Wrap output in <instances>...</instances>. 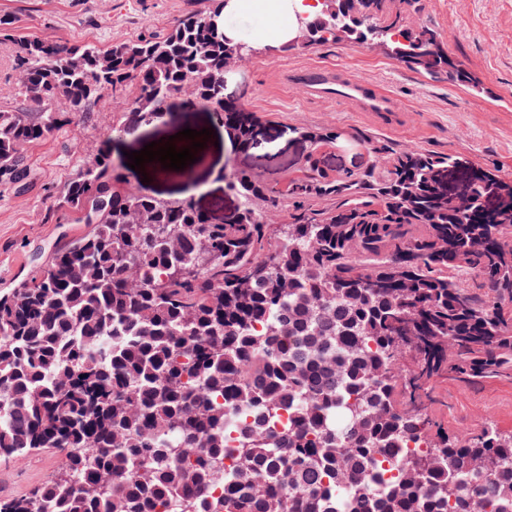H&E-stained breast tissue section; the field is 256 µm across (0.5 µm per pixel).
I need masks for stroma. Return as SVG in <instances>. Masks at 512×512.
<instances>
[{"instance_id":"1","label":"stroma","mask_w":512,"mask_h":512,"mask_svg":"<svg viewBox=\"0 0 512 512\" xmlns=\"http://www.w3.org/2000/svg\"><path fill=\"white\" fill-rule=\"evenodd\" d=\"M197 0H0V13L15 18L17 32L68 42L114 44L162 34L194 9ZM383 22L404 29L436 33L450 56L480 82L469 90L448 80H432L371 45L351 39L307 47H282L253 54L225 76L226 98L258 116L260 134L240 148L210 113L191 105H171L164 124L143 127L141 137L154 141L189 127L215 133L196 154V186L179 171L157 172L146 163L145 188L158 196H195L214 223L234 217L238 198L224 181L233 170L257 172L281 188L275 201L263 204L265 223H289L296 210L326 212L336 201L318 197L306 202L284 195L289 178L306 174V161L320 172L362 173L369 166L387 168L388 160L369 152L370 142L396 149L415 148L458 156L499 170L512 179V0H388ZM320 61L343 64L356 76L379 83L409 107L399 123L382 125L344 106L307 100L282 80L288 68ZM125 101L104 97L79 124L62 127L50 139L26 150L30 177L21 188L0 187V290L13 287L35 267L44 265L57 246L83 232L71 214L46 213L66 182L95 153L99 129ZM328 133L325 141L316 140ZM427 413L440 430L479 432L494 426L512 435V371L494 378L439 379ZM56 449L30 451L0 460V498L29 494L61 466Z\"/></svg>"}]
</instances>
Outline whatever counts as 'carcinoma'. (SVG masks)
Returning <instances> with one entry per match:
<instances>
[{"instance_id": "obj_1", "label": "carcinoma", "mask_w": 512, "mask_h": 512, "mask_svg": "<svg viewBox=\"0 0 512 512\" xmlns=\"http://www.w3.org/2000/svg\"><path fill=\"white\" fill-rule=\"evenodd\" d=\"M325 0L310 43L385 40L407 68L477 87L427 30L379 22L387 0ZM224 0L164 34L100 46L15 33L0 15L24 109L0 106V185L28 178L25 147L126 99L49 214L89 229L0 293V459L57 448L64 467L0 512H512V436L434 435L419 395L440 377L512 370V314L458 285L466 272L512 299V181L442 153L395 151L388 170L293 178L333 197L276 229L247 170L235 219L188 197L128 190L112 143L183 95L224 108L234 55ZM244 143L257 117L224 113ZM423 232H416V228ZM260 421L224 466L232 415ZM425 445L405 452L409 439ZM381 454L395 480L368 470Z\"/></svg>"}]
</instances>
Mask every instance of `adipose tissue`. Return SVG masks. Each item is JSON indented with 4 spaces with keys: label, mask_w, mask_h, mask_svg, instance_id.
Returning <instances> with one entry per match:
<instances>
[{
    "label": "adipose tissue",
    "mask_w": 512,
    "mask_h": 512,
    "mask_svg": "<svg viewBox=\"0 0 512 512\" xmlns=\"http://www.w3.org/2000/svg\"><path fill=\"white\" fill-rule=\"evenodd\" d=\"M252 9L263 14L267 24L256 32L259 46L276 47L286 44L292 36L298 16L315 18L320 14V0H230L229 11Z\"/></svg>",
    "instance_id": "obj_1"
}]
</instances>
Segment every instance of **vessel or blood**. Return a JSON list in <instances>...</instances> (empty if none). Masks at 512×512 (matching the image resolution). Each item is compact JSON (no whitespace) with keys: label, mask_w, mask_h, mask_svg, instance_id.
<instances>
[{"label":"vessel or blood","mask_w":512,"mask_h":512,"mask_svg":"<svg viewBox=\"0 0 512 512\" xmlns=\"http://www.w3.org/2000/svg\"><path fill=\"white\" fill-rule=\"evenodd\" d=\"M289 87L309 99L335 100L351 111L365 112L379 122L399 119L402 102L386 88L355 77L336 64H315L287 72Z\"/></svg>","instance_id":"vessel-or-blood-1"}]
</instances>
